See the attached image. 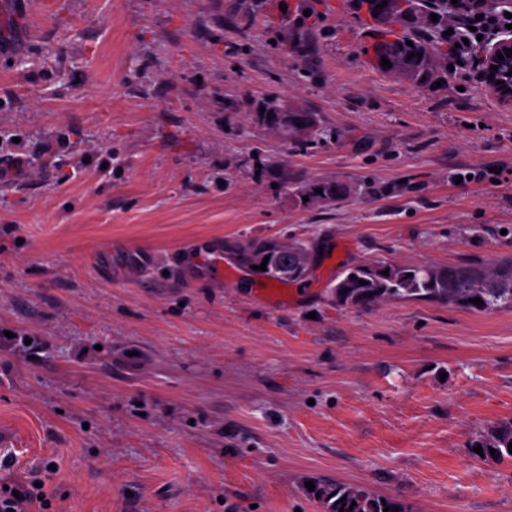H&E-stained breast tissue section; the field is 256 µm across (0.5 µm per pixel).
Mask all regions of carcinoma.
<instances>
[{
    "instance_id": "carcinoma-1",
    "label": "carcinoma",
    "mask_w": 512,
    "mask_h": 512,
    "mask_svg": "<svg viewBox=\"0 0 512 512\" xmlns=\"http://www.w3.org/2000/svg\"><path fill=\"white\" fill-rule=\"evenodd\" d=\"M383 2L386 6L382 8ZM371 8L389 25L376 34L372 44L376 65H381L384 57L391 63V67H384L382 71L421 85L448 77V36L445 35L448 0H372ZM433 13L437 15L435 22L431 19ZM418 53L422 57H416ZM251 112L257 125L294 146L315 140L319 130L316 114L301 106H287L274 97L253 103ZM283 182L288 184V190L328 207L348 197L347 191L335 182L322 181L306 189L302 182L287 173L283 175ZM268 243L267 239H253L237 243L235 247L245 260L258 265ZM330 292L337 304L349 308L389 300H413L446 304L472 313L512 309V258L491 264L459 262L417 267L385 261L360 263L344 268ZM474 298L481 299V303H472ZM511 442L512 420L490 426L476 441V445L482 447L480 460L495 463L512 460V453L508 451ZM313 484L312 494L317 496L324 512H383L386 506L391 512L394 509L412 512L400 499H382L361 487L319 480Z\"/></svg>"
}]
</instances>
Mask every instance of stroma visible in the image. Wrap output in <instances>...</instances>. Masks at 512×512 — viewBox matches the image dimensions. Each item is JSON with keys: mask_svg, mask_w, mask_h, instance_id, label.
<instances>
[{"mask_svg": "<svg viewBox=\"0 0 512 512\" xmlns=\"http://www.w3.org/2000/svg\"><path fill=\"white\" fill-rule=\"evenodd\" d=\"M10 2L0 141L27 162L0 160V480L57 461L54 512H323L318 479L512 512V462L471 448L512 419V311L330 293L358 263L512 257V105L466 68L382 72L356 0L302 24L303 0ZM268 96L324 135L258 127ZM285 172L351 194L304 202ZM292 234L317 252L276 304L224 245Z\"/></svg>", "mask_w": 512, "mask_h": 512, "instance_id": "1", "label": "stroma"}]
</instances>
